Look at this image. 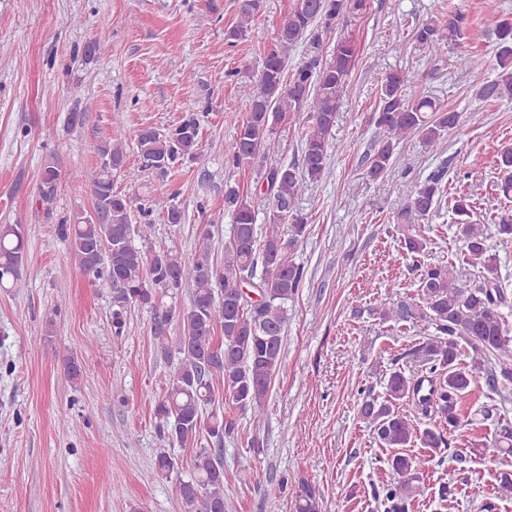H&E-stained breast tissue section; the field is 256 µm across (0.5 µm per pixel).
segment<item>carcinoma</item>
I'll list each match as a JSON object with an SVG mask.
<instances>
[{"mask_svg": "<svg viewBox=\"0 0 512 512\" xmlns=\"http://www.w3.org/2000/svg\"><path fill=\"white\" fill-rule=\"evenodd\" d=\"M497 0H485L484 20L497 40V77L480 85L475 95L483 101L512 100V20L501 15ZM365 0H295L293 8L277 26L275 43L256 78L239 83L249 101L247 117L236 126L231 162L249 166L259 156L278 147L276 131L292 117L307 114L303 141L304 175L321 178L332 153L344 146L333 144L330 135L340 106L350 97L356 48L346 37L336 42L330 58L311 59L288 73V51L319 21L329 26L345 14L361 10ZM263 0H239L238 20L224 30V42L233 45L245 37L248 26L261 14ZM465 16L457 11L445 19L419 26L415 40L430 55L447 50L446 31H460ZM107 39L102 32L82 52V62L93 61ZM369 121L388 130L368 157L367 175L385 182L396 150L404 140L418 136L428 150L440 148L445 136L462 125V114L448 109L419 90L418 74L395 70L380 82L379 102ZM200 123L190 117L158 131L144 127L137 132V146L144 168L164 179L171 169L197 157ZM125 138L116 131L97 145L101 163L91 175L93 210H77L61 224L70 253L80 270L93 281L112 288V326L122 334L125 316L133 308L149 310L163 326L171 310L163 303L170 290L187 287L191 305L178 313L179 336L160 342L164 357L176 353L179 364L169 374L166 388L155 406V415L172 445L185 447L206 436L218 447L190 449L192 472L178 483L186 512H224V437L238 432L237 424L224 417V404L259 418L265 411L272 380L281 366L283 338L288 325V303L304 280V268L296 255L304 242L307 224L297 214L299 175L293 165H277L263 174L260 188L265 195L264 235L256 233V212L248 196L234 187L224 193V208L232 218L231 235L224 243L223 262L214 260L209 234L191 251L173 243L163 249H142L132 243V202L114 190L112 173L124 169ZM501 172L499 190L512 196V146L497 153ZM53 161L43 165L39 196L50 201L59 180ZM443 197L442 174L434 173L420 183L400 212L408 226L432 216ZM173 197L161 191L140 208L148 217L155 211L170 224H180L184 214L172 204ZM462 249L446 264L419 265L420 302L389 303L378 311L384 323L423 322L436 331L415 342L410 350L420 370L395 368L384 377L382 398L367 394L360 415L375 442L391 449L387 459L389 481L377 492L385 512H408L410 501L420 492L425 461L404 449L428 448L435 452L458 443L455 457L483 458L491 452L503 468L496 476L497 498H512V424L503 421L490 438L468 437L473 420L463 409L477 377L485 376L491 390L512 391V330L504 310L512 298L501 275L481 225L472 224L470 204L462 197L454 204ZM420 234H405L402 248L412 258L426 250ZM26 250L18 224H0V288H19ZM221 331L222 339H215ZM415 405L421 418L415 422L399 411V403ZM175 460L166 451L156 458L146 474L153 480L174 471ZM294 512H321V497L306 480L299 479Z\"/></svg>", "mask_w": 512, "mask_h": 512, "instance_id": "obj_1", "label": "carcinoma"}]
</instances>
